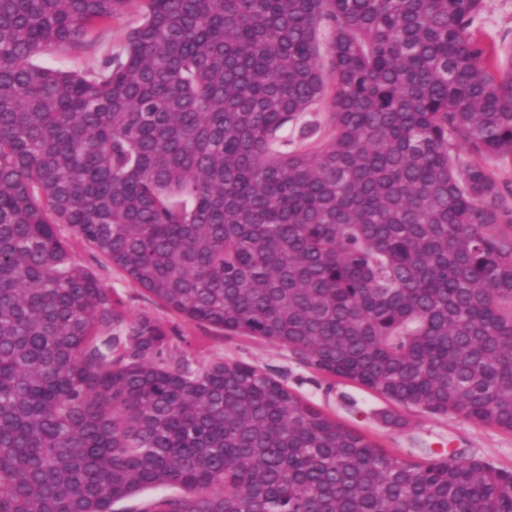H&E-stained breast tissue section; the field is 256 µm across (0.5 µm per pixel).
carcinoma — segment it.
<instances>
[{
    "instance_id": "cac0c4a2",
    "label": "carcinoma",
    "mask_w": 512,
    "mask_h": 512,
    "mask_svg": "<svg viewBox=\"0 0 512 512\" xmlns=\"http://www.w3.org/2000/svg\"><path fill=\"white\" fill-rule=\"evenodd\" d=\"M485 0H0V512H512L275 372L191 368L76 257L404 407L512 432V50ZM136 6L122 52L78 50ZM319 107L328 141L286 149ZM480 29L488 43L512 44V0H486ZM140 23L135 11L127 12L112 24L100 28L95 39L81 50L59 51L43 55L35 60L40 67L81 72L95 67L101 58L112 50L118 51L126 40L127 33ZM171 489H147L140 494L117 503L114 509L117 512H147L152 504L160 497L172 494Z\"/></svg>"
}]
</instances>
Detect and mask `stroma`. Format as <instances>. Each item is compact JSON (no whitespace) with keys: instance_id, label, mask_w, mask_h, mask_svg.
<instances>
[{"instance_id":"35a3bbf8","label":"stroma","mask_w":512,"mask_h":512,"mask_svg":"<svg viewBox=\"0 0 512 512\" xmlns=\"http://www.w3.org/2000/svg\"><path fill=\"white\" fill-rule=\"evenodd\" d=\"M140 22L137 12H127L100 28L94 40L81 50L59 51L41 56L38 66L66 71L95 67L101 58L119 50L132 28ZM481 34L488 43L512 44V0H486L480 20ZM103 281L124 302L128 318L145 315L173 338V348L184 353L192 365L211 360L242 362L275 370L282 382L313 406L367 435L382 448L410 461L421 460L425 448L460 449L491 464L512 470V432L477 424L451 415L392 404L379 395L341 378H327L293 359L288 349L248 336H230L223 331L194 323L154 300L109 263L95 264ZM403 417L400 426L385 424L382 413Z\"/></svg>"}]
</instances>
